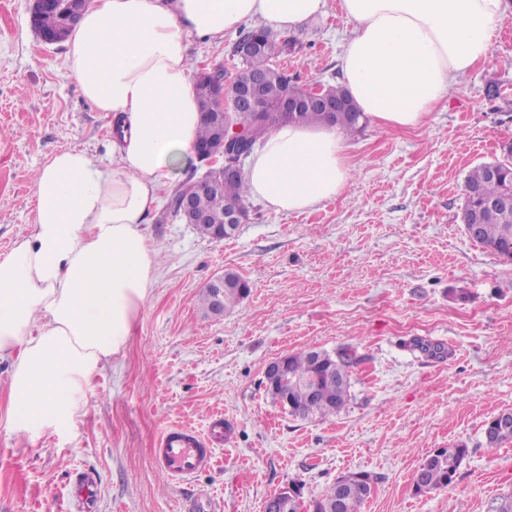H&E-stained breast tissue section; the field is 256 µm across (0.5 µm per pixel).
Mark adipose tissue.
Wrapping results in <instances>:
<instances>
[{
	"mask_svg": "<svg viewBox=\"0 0 512 512\" xmlns=\"http://www.w3.org/2000/svg\"><path fill=\"white\" fill-rule=\"evenodd\" d=\"M326 0H95L67 40L65 69L112 125V163L65 149L32 178L34 231L0 259V427L37 443L85 415L96 377L132 336L159 271L141 226L167 180L196 159L203 114L191 38L253 22L299 34ZM352 27L342 85L380 127L425 124L459 77L486 65L512 0H339ZM351 176L338 127L285 123L245 171L278 212L335 198Z\"/></svg>",
	"mask_w": 512,
	"mask_h": 512,
	"instance_id": "obj_1",
	"label": "adipose tissue"
}]
</instances>
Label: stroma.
Segmentation results:
<instances>
[{
    "label": "stroma",
    "mask_w": 512,
    "mask_h": 512,
    "mask_svg": "<svg viewBox=\"0 0 512 512\" xmlns=\"http://www.w3.org/2000/svg\"><path fill=\"white\" fill-rule=\"evenodd\" d=\"M32 0H0V258L33 230L32 176L53 154L112 162V129L64 68L65 43H41ZM351 27L336 0L308 22L294 82L339 85ZM351 179L305 213L251 200L236 234L197 233L165 207L143 231L163 262L124 352L97 378L69 432L36 444L0 430V512H264L289 482L304 501L365 472L361 512H492L512 493V444L485 441L512 410V260L460 220L468 172L512 141V12L492 63L460 77L424 127L347 133ZM248 282L230 312L199 296L224 270ZM429 344L430 352L419 350ZM350 351L351 400L329 419L295 417L266 392L265 370L307 348ZM229 440L185 480L156 466L162 431ZM468 454L448 487L415 493L442 448Z\"/></svg>",
    "instance_id": "1"
}]
</instances>
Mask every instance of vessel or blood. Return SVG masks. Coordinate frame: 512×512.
Instances as JSON below:
<instances>
[{
  "label": "vessel or blood",
  "instance_id": "b4317fda",
  "mask_svg": "<svg viewBox=\"0 0 512 512\" xmlns=\"http://www.w3.org/2000/svg\"><path fill=\"white\" fill-rule=\"evenodd\" d=\"M156 458L167 475L184 478L209 465L211 450L196 430L174 426L162 432Z\"/></svg>",
  "mask_w": 512,
  "mask_h": 512
}]
</instances>
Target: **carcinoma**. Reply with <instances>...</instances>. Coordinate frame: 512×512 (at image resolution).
Returning <instances> with one entry per match:
<instances>
[{"instance_id": "cac0c4a2", "label": "carcinoma", "mask_w": 512, "mask_h": 512, "mask_svg": "<svg viewBox=\"0 0 512 512\" xmlns=\"http://www.w3.org/2000/svg\"><path fill=\"white\" fill-rule=\"evenodd\" d=\"M37 23L44 30H66V17L61 11H45L38 16ZM239 42L249 43V50L238 57L239 66L234 71L219 65L213 70L203 68L196 75L197 98L204 114L199 142L205 143L215 137L216 126L212 112L224 96L227 86L233 83L243 86L257 83L260 86L263 108L259 110L245 105L237 109L236 122L243 128L248 129L259 123L269 133L283 122L336 125L344 131L355 126L350 112H338L332 116L304 105L292 110L285 119L278 120L277 110L283 97L287 94L297 96L304 93V90L292 82L286 70L273 65L272 60L298 53L300 42L295 37L281 39L260 23L241 36ZM506 150V158L498 162L499 178L490 177L488 168L483 164L466 175L465 186L480 188L482 196L465 198L462 223H472L483 199L498 196L505 185L512 183V143L506 145ZM246 194L247 187L241 175L225 179L224 191L220 193L195 195V208L210 217V223L199 227L198 232L204 236L209 235L211 225L224 220L229 205L246 212ZM474 243L512 258V210L482 220ZM248 292L249 285L239 274L231 270L224 271L222 312L231 311ZM354 364V357L347 352L333 356L327 351L309 348L290 354L286 357L276 386L267 388V394L276 402L285 401L288 412L302 419L335 415L347 406L351 398V367ZM467 453L466 446L458 444L427 456L420 469L421 482L427 491L448 486ZM338 500L341 501V507L337 512H360L366 497L350 487L340 498L338 488L333 483L315 504L320 508L326 502L334 503Z\"/></svg>"}]
</instances>
